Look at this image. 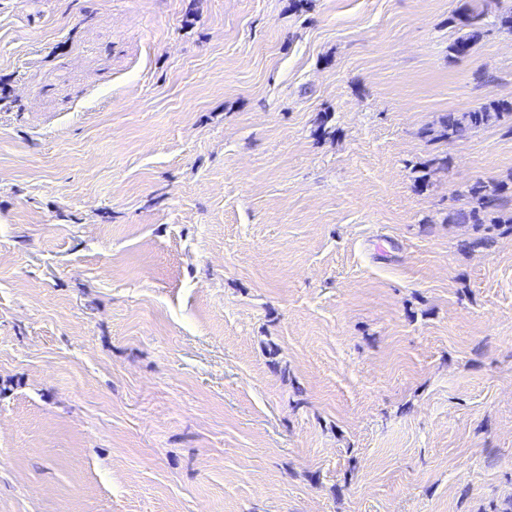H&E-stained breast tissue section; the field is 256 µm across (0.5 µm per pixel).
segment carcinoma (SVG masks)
<instances>
[{"instance_id":"1","label":"carcinoma","mask_w":512,"mask_h":512,"mask_svg":"<svg viewBox=\"0 0 512 512\" xmlns=\"http://www.w3.org/2000/svg\"><path fill=\"white\" fill-rule=\"evenodd\" d=\"M450 22L458 26L461 35L450 45L452 56L461 58L466 50L483 40L490 27L512 32V8L496 15L491 23L486 13L469 8L466 13L453 15ZM512 120V100L497 99L483 102L466 112H448L439 117L436 124L422 130L432 140H463L474 132ZM461 205L452 213L456 224H512V214H507V195L497 181H476L460 193Z\"/></svg>"}]
</instances>
